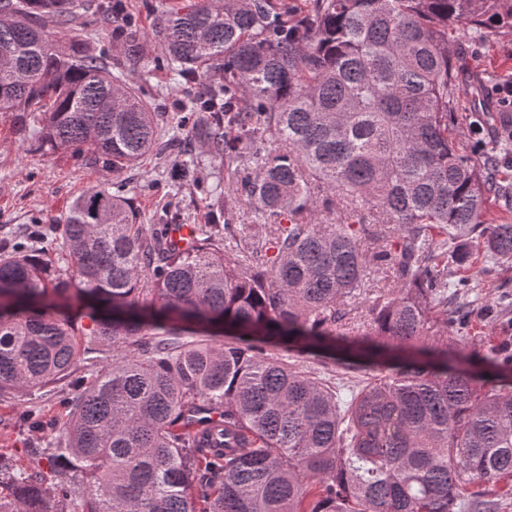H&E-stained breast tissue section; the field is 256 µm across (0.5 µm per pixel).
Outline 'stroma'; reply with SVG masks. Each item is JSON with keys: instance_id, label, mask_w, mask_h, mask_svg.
Instances as JSON below:
<instances>
[{"instance_id": "35a3bbf8", "label": "stroma", "mask_w": 512, "mask_h": 512, "mask_svg": "<svg viewBox=\"0 0 512 512\" xmlns=\"http://www.w3.org/2000/svg\"><path fill=\"white\" fill-rule=\"evenodd\" d=\"M107 0H88L78 17L86 35L105 49L109 62L121 60L120 51L112 46L114 21L103 13ZM457 64L458 82L467 90L455 109L454 137L464 155L480 160L487 148L494 146L502 131L512 129V108L504 107L499 86L512 82V34L490 42L457 36L451 44ZM138 85L155 111L178 110L177 93L171 89L169 74L154 65L143 69ZM494 111L496 119L477 123L474 115ZM192 153L200 159L195 169L196 181L182 184L178 178L181 152L171 150L151 154L121 175L102 166L82 164L68 152H31L20 138L12 113L0 112V242L12 238L28 224H50L52 218L65 213L72 201L88 189L110 186L118 181L126 186L134 208L144 214L171 207L180 224H207L211 221V191L224 165L204 158L201 147ZM468 263L453 268L454 276L480 283L481 307L467 320L455 326V335L463 339L466 354L480 359L490 349L512 344V305L502 306L504 295H512V263L490 264L483 239H473ZM67 386L50 394L24 399L0 398V448L11 453L21 466L29 462L30 448L41 446L50 424L66 411ZM40 413V426L22 421L29 407Z\"/></svg>"}]
</instances>
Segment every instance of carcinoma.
Here are the masks:
<instances>
[{"label": "carcinoma", "instance_id": "obj_1", "mask_svg": "<svg viewBox=\"0 0 512 512\" xmlns=\"http://www.w3.org/2000/svg\"><path fill=\"white\" fill-rule=\"evenodd\" d=\"M85 7L0 0V112L34 150L114 173L194 138L233 190L187 248L121 183L0 248V397L74 384L27 467L0 452V512H496L467 489L512 496V347L459 348L474 285L439 251L461 265L478 235L512 261V224L487 223L495 159L448 137V44L512 33V0H193L146 39L113 30L112 66ZM147 41L200 84L165 138L133 81ZM242 203L270 240L240 236ZM371 269L394 287L336 335ZM81 358L105 365L76 378ZM331 364L379 377L344 397ZM353 310L351 314L348 316L349 319L346 322V325L337 328L336 333H346L350 336H354L357 333H362L366 330L368 326V316L366 315V300L358 299L351 300L348 303Z\"/></svg>", "mask_w": 512, "mask_h": 512}]
</instances>
